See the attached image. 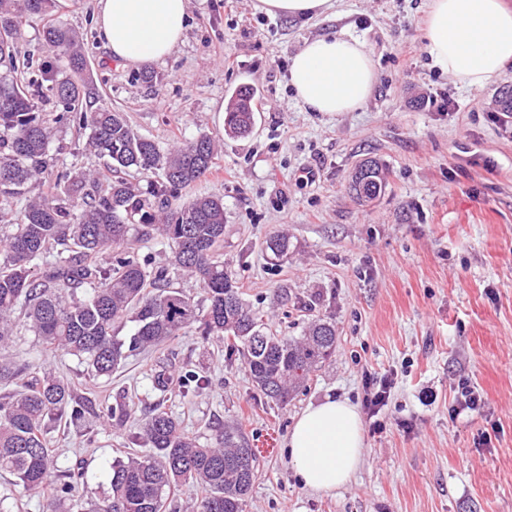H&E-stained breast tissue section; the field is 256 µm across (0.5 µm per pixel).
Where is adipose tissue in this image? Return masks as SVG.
Instances as JSON below:
<instances>
[{
  "instance_id": "1",
  "label": "adipose tissue",
  "mask_w": 512,
  "mask_h": 512,
  "mask_svg": "<svg viewBox=\"0 0 512 512\" xmlns=\"http://www.w3.org/2000/svg\"><path fill=\"white\" fill-rule=\"evenodd\" d=\"M188 0H99L96 30L112 58L143 64L167 58L181 42ZM423 38L436 68L479 91L512 63L507 0H431ZM289 82L313 112H352L370 96L377 71L366 43L346 32L309 40L293 55ZM288 455L306 489L329 494L347 485L364 460L356 406L331 397L305 409L288 435Z\"/></svg>"
}]
</instances>
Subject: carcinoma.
I'll return each mask as SVG.
<instances>
[{"label": "carcinoma", "mask_w": 512, "mask_h": 512, "mask_svg": "<svg viewBox=\"0 0 512 512\" xmlns=\"http://www.w3.org/2000/svg\"><path fill=\"white\" fill-rule=\"evenodd\" d=\"M51 0H0V224L9 227L0 249V348L27 330L53 352L76 357L94 377H109L125 361L198 325L201 336L233 338L256 390L287 400L325 363L336 345L335 326L314 321L301 337L265 330L233 281L220 247L224 241V198L198 196L178 205L179 192L204 177L218 155L216 141L202 135L165 149L139 135L123 112L91 107L90 84L80 36L54 19L43 25V43L62 68L19 63L16 39L32 15L48 14ZM53 122L89 130L86 145L108 159L107 173L63 167L54 192L33 193L53 167ZM253 92L240 88L226 112L224 131L243 136L253 124ZM374 181L359 191L368 201L385 187L382 165L364 161ZM138 175L141 186L130 180ZM168 240V264L157 266L123 250L134 235ZM273 259L288 256V236L266 241ZM42 266L40 277L32 268ZM195 278L205 293L201 306L172 284V274ZM133 323L119 335V324ZM0 472L25 491L43 496V512H167L172 489L192 484L201 496L186 512H245L257 473L256 449L235 429L201 443L168 412L155 408L141 424L147 454L112 464L109 489L98 498L78 497L72 481L52 479L54 460L46 447L48 426L93 413L112 419L130 410L118 403L99 410L78 401L69 385L28 365L0 361Z\"/></svg>", "instance_id": "carcinoma-1"}]
</instances>
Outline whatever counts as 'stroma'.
<instances>
[{
	"label": "stroma",
	"mask_w": 512,
	"mask_h": 512,
	"mask_svg": "<svg viewBox=\"0 0 512 512\" xmlns=\"http://www.w3.org/2000/svg\"><path fill=\"white\" fill-rule=\"evenodd\" d=\"M98 0H52L53 18L83 38L96 103L126 112L160 146L201 135L222 149L180 201L224 198V260L246 303L280 336L314 320L336 325V348L287 402L261 396L230 340L179 338L130 357L112 377H89L74 357L33 333L0 360L68 383L93 404L129 403L130 417L87 418L48 430L58 472L81 470L78 494L102 493L114 461L145 453L140 419L163 407L203 440L239 427L258 448L246 512H512V118L496 112L501 84L475 93L432 67L423 39L430 0H337L312 18L271 17L255 0H189L184 39L151 63L111 58L97 39ZM331 31L364 40L378 78L352 112H311L287 82L292 56ZM253 88L255 124L224 134L223 104ZM445 97L448 111L435 101ZM78 127L56 129L50 150L65 163L104 169ZM379 159L388 185L372 203L347 191L354 168ZM288 234L287 258L264 249ZM206 377L201 392L154 387L160 369ZM391 375L388 403L364 419L365 457L329 494L298 483L285 448L296 416L332 396L363 406L367 378ZM468 381L483 404L452 416Z\"/></svg>",
	"instance_id": "35a3bbf8"
}]
</instances>
